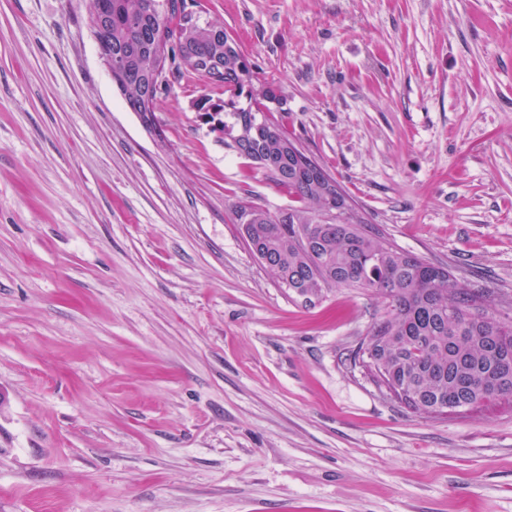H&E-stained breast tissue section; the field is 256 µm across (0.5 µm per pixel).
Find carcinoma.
Masks as SVG:
<instances>
[{
	"label": "carcinoma",
	"mask_w": 512,
	"mask_h": 512,
	"mask_svg": "<svg viewBox=\"0 0 512 512\" xmlns=\"http://www.w3.org/2000/svg\"><path fill=\"white\" fill-rule=\"evenodd\" d=\"M189 2L196 0H112L109 35L112 54L122 63L120 81L130 85L127 107L138 108L139 95L153 88V55L177 48L192 53L201 65L189 71L224 89L222 101L206 94L195 103L209 132L300 202L286 211V222L280 213L236 203L238 223L251 225L246 230L251 251L266 257L269 269L299 296L330 287L370 288L387 300L389 317L360 343L353 359L362 361L380 387L387 375L421 392L420 401L406 403L411 411L424 414L438 399L466 409L512 398V371L497 385L484 374L501 354L512 355V321L494 314L499 300L463 285L448 295L435 277L439 267L419 257L403 265V250L347 222L343 213L325 210L314 184L316 172L325 169L311 158L305 165L290 161L281 149L290 136L267 106L278 86H255V65L241 53L227 55L230 36L201 24L196 11L187 10ZM244 128L256 133L251 145L239 142Z\"/></svg>",
	"instance_id": "carcinoma-1"
}]
</instances>
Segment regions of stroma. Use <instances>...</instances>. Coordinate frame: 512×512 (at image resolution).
<instances>
[{"mask_svg": "<svg viewBox=\"0 0 512 512\" xmlns=\"http://www.w3.org/2000/svg\"><path fill=\"white\" fill-rule=\"evenodd\" d=\"M366 229L512 320V0H197ZM94 0H0V512H512V399L418 414L234 205L294 203L210 134L192 74L130 111Z\"/></svg>", "mask_w": 512, "mask_h": 512, "instance_id": "stroma-1", "label": "stroma"}]
</instances>
